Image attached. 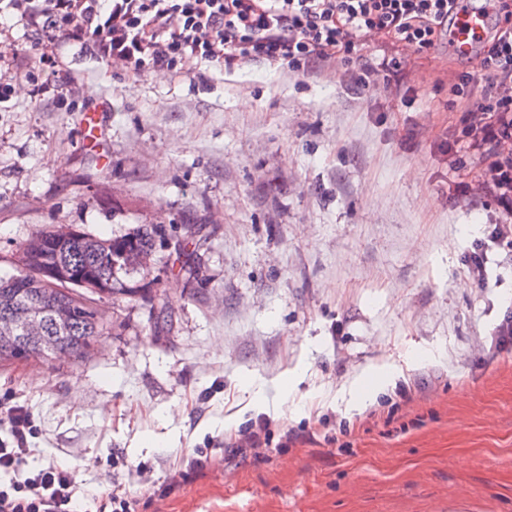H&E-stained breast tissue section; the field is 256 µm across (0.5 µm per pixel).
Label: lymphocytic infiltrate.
I'll list each match as a JSON object with an SVG mask.
<instances>
[{"label": "lymphocytic infiltrate", "mask_w": 512, "mask_h": 512, "mask_svg": "<svg viewBox=\"0 0 512 512\" xmlns=\"http://www.w3.org/2000/svg\"><path fill=\"white\" fill-rule=\"evenodd\" d=\"M456 0H0V34L13 17L30 30L28 49L5 45L0 66L16 70L38 94L63 87L67 49L138 78L150 73L190 76L209 63L232 72L264 62L297 78L341 68L353 88L398 85L404 51L427 55L452 42ZM488 20L475 47V66L453 70L451 91L471 102L468 148L489 158L474 194L493 195L512 212V19L503 0H477ZM393 47L379 63L363 51L369 40ZM512 252V224H492L468 260L467 275L487 287L494 250ZM12 446L0 444V512H76L73 471L57 462L27 469L29 415L7 414Z\"/></svg>", "instance_id": "1"}]
</instances>
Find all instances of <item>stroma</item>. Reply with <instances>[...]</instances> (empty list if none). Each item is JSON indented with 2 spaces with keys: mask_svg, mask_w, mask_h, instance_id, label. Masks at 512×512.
Listing matches in <instances>:
<instances>
[{
  "mask_svg": "<svg viewBox=\"0 0 512 512\" xmlns=\"http://www.w3.org/2000/svg\"><path fill=\"white\" fill-rule=\"evenodd\" d=\"M444 63L370 94L262 62L133 81L75 45L70 108L1 70L0 275L48 228L168 232L88 356L0 366L29 468L70 467L84 512L116 482L144 512H512V258L466 277L499 213L442 150L465 118ZM258 421L269 448H227ZM199 450L223 465L170 487Z\"/></svg>",
  "mask_w": 512,
  "mask_h": 512,
  "instance_id": "obj_1",
  "label": "stroma"
}]
</instances>
